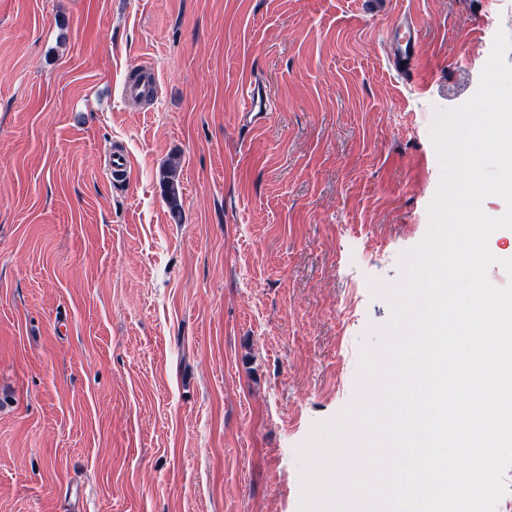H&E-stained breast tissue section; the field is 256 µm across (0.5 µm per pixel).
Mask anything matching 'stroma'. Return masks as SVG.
<instances>
[{
	"instance_id": "obj_1",
	"label": "stroma",
	"mask_w": 512,
	"mask_h": 512,
	"mask_svg": "<svg viewBox=\"0 0 512 512\" xmlns=\"http://www.w3.org/2000/svg\"><path fill=\"white\" fill-rule=\"evenodd\" d=\"M501 30L512 0H0V512H300ZM419 51V32L411 15L402 14L395 22L389 61L396 71L412 77ZM159 90L156 69L151 66H141L135 70V77L125 80L122 85V98L125 100L150 101ZM274 107L267 87L256 83L243 86L240 116L244 125L260 123L269 112H273Z\"/></svg>"
}]
</instances>
